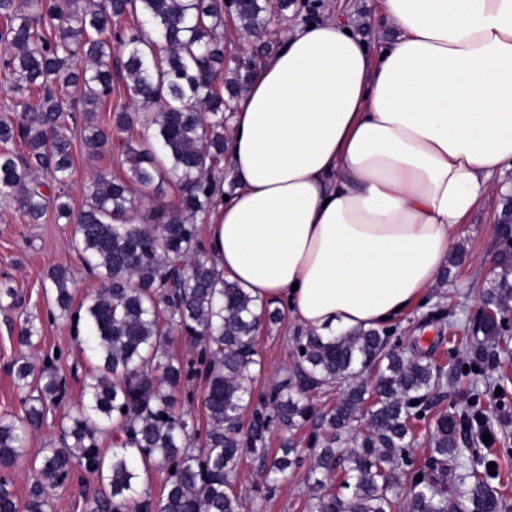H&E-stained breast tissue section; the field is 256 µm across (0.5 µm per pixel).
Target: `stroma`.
Returning <instances> with one entry per match:
<instances>
[{
	"label": "stroma",
	"instance_id": "obj_1",
	"mask_svg": "<svg viewBox=\"0 0 512 512\" xmlns=\"http://www.w3.org/2000/svg\"><path fill=\"white\" fill-rule=\"evenodd\" d=\"M378 0H316V17L333 16L360 36L368 46L378 45L392 35V30L377 8ZM74 172L70 189L74 206H81L85 186L98 171L121 174L122 169L112 150L89 156L81 140L73 142ZM512 202V169L493 175L487 182L483 198L459 230L457 250L466 259L462 264H448V281L437 284L425 302L407 310L394 326L404 345L416 346L428 354L444 371H452L464 355L460 344L451 343L454 327L468 326L481 307L482 291L490 278L499 274L496 264L498 242L495 224L505 207ZM59 266L68 267L74 280L75 302L93 293L98 281L79 261L73 248V227L46 216L43 223L31 224L11 202L0 201V285L15 289L16 298L0 295V416L19 412L22 396L10 373L11 364L19 358L35 363L52 362L68 380L65 406L75 405L81 398L82 383L74 379V371L82 370L86 356L75 339L70 318L60 315L47 300L43 286L48 273ZM451 312V320L431 319V312ZM34 320L41 335L32 345L21 344L19 328L24 320ZM291 332L287 320L262 327L257 340L264 371L254 384L255 396H262L287 378L293 357L286 341ZM315 422H307L289 432L274 429L268 438L270 455H279L286 440H293L302 459L300 465L288 469L276 496L264 499L261 478L251 459L240 467L239 488L247 500L261 503V512H304L303 504L311 493L306 477L312 463L310 448Z\"/></svg>",
	"mask_w": 512,
	"mask_h": 512
}]
</instances>
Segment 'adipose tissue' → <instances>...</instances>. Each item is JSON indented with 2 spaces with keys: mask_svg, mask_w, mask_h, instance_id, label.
<instances>
[{
  "mask_svg": "<svg viewBox=\"0 0 512 512\" xmlns=\"http://www.w3.org/2000/svg\"><path fill=\"white\" fill-rule=\"evenodd\" d=\"M369 50L328 16L276 36L234 103L217 269L294 329L379 326L436 284L512 169V0H382Z\"/></svg>",
  "mask_w": 512,
  "mask_h": 512,
  "instance_id": "obj_1",
  "label": "adipose tissue"
}]
</instances>
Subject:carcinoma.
<instances>
[{"mask_svg":"<svg viewBox=\"0 0 512 512\" xmlns=\"http://www.w3.org/2000/svg\"><path fill=\"white\" fill-rule=\"evenodd\" d=\"M292 6L294 0H241L233 10L234 27L262 40L252 52L256 61L272 50L269 26L288 18ZM127 16L132 27H114ZM224 28L219 0H0V70L13 78V103L0 115V197L31 224L50 209L70 218L75 117L83 120L87 152L99 154L115 139L127 172L93 174L74 220L75 251L97 276L96 291L75 310L69 269L49 274L55 308L89 331L94 365L84 377V399L61 414L58 438L34 460L22 497L13 471L30 434L65 392L51 363L12 365L26 395L21 413L0 417V512H51L53 492L78 468L96 480L83 512H256L259 505L247 504L238 490L243 454L261 468L265 498L273 497L297 449L268 461L267 431L278 423L300 429L315 415L324 431L314 440V494L305 512H506L505 496L492 486L500 475L488 469L495 457L483 442L486 434L496 441L498 410L487 396L499 382L471 389L466 413H437L447 375L426 357L399 351L400 338L387 328L292 336L293 374L252 405L262 367L256 332L280 312L224 278L201 250L197 224L214 204L216 183L227 178L224 112L255 70L228 63ZM117 87L137 108H117L105 130L97 112ZM12 143L24 152L7 148ZM40 171L51 183L38 181ZM167 182L178 191L175 205L138 209L131 186L154 200ZM497 236L503 271L482 298L494 315L461 337L467 354L455 368L459 378L485 373L504 352L512 224L498 225ZM170 329L198 343L195 357L170 353ZM196 376L205 382L202 437L192 413L178 410L167 393ZM337 387L342 397L315 413L313 396ZM420 426L428 444L418 458ZM109 429L112 447L104 448L100 437ZM473 432L476 446L463 447L462 436ZM153 468L167 475L156 499L142 489ZM450 469L463 487L456 498L448 495ZM337 472L346 494L334 486Z\"/></svg>","mask_w":512,"mask_h":512,"instance_id":"cac0c4a2","label":"carcinoma"}]
</instances>
